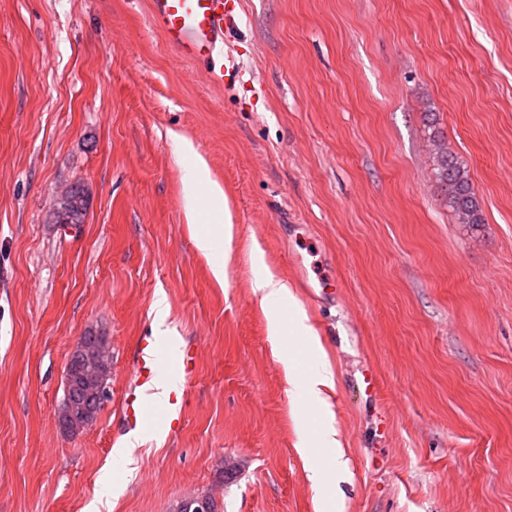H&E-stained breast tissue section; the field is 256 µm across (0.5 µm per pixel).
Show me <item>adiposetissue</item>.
<instances>
[{"mask_svg": "<svg viewBox=\"0 0 512 512\" xmlns=\"http://www.w3.org/2000/svg\"><path fill=\"white\" fill-rule=\"evenodd\" d=\"M207 188L217 209L226 210L227 202L221 187L208 177L205 162H198L184 180V206L189 215H196L200 188ZM252 262L259 271L253 278L252 287L261 296L267 311L268 332L272 338L285 335L303 337L298 347L284 351L280 360L289 377L297 378L304 395L311 401L326 405L325 391L334 387V373L327 353L316 339L305 313L294 306V296L287 282L277 278L265 267L260 251H253ZM316 459L311 466V478L325 486L335 481L344 469L343 450L337 439L332 421H325L315 430L309 443Z\"/></svg>", "mask_w": 512, "mask_h": 512, "instance_id": "obj_1", "label": "adipose tissue"}]
</instances>
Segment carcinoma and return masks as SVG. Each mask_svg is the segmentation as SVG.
Masks as SVG:
<instances>
[{"label": "carcinoma", "instance_id": "1", "mask_svg": "<svg viewBox=\"0 0 512 512\" xmlns=\"http://www.w3.org/2000/svg\"><path fill=\"white\" fill-rule=\"evenodd\" d=\"M432 142L436 156L435 177L444 190L448 209L460 224L485 223L482 204L473 188L467 167L448 150L439 134H433Z\"/></svg>", "mask_w": 512, "mask_h": 512}]
</instances>
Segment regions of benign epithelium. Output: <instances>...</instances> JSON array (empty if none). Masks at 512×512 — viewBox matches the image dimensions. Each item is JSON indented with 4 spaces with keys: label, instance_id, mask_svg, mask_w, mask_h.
<instances>
[{
    "label": "benign epithelium",
    "instance_id": "1",
    "mask_svg": "<svg viewBox=\"0 0 512 512\" xmlns=\"http://www.w3.org/2000/svg\"><path fill=\"white\" fill-rule=\"evenodd\" d=\"M85 193L80 185L71 188L70 195L56 202L52 220L57 224H79L83 220ZM109 354L108 341L98 333H86L72 346L67 367L78 362L81 364V396L61 403L58 421L62 428L77 433L91 424L97 417L106 395L107 379L111 375H102L100 356Z\"/></svg>",
    "mask_w": 512,
    "mask_h": 512
}]
</instances>
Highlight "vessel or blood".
I'll list each match as a JSON object with an SVG mask.
<instances>
[{
	"instance_id": "b4317fda",
	"label": "vessel or blood",
	"mask_w": 512,
	"mask_h": 512,
	"mask_svg": "<svg viewBox=\"0 0 512 512\" xmlns=\"http://www.w3.org/2000/svg\"><path fill=\"white\" fill-rule=\"evenodd\" d=\"M238 5V0H150V13L165 41L183 57L211 60L219 54ZM136 367L133 386L123 402L128 423L155 433L176 434L184 396L177 390L158 394L156 381L164 371L190 383L196 367L192 350L178 347L169 336H146L137 347Z\"/></svg>"
}]
</instances>
